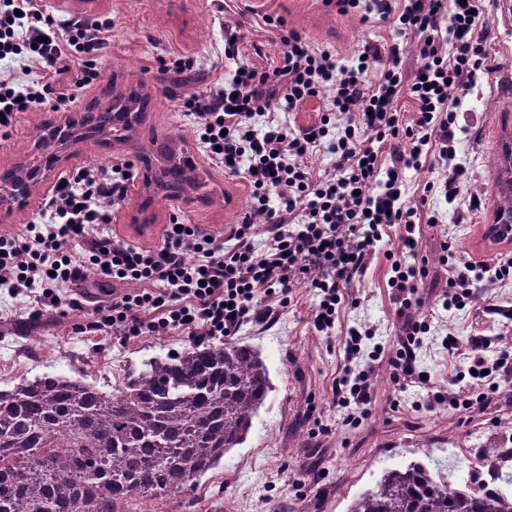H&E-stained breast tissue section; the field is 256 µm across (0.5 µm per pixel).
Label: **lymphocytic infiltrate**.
<instances>
[{
  "instance_id": "f902f5d3",
  "label": "lymphocytic infiltrate",
  "mask_w": 512,
  "mask_h": 512,
  "mask_svg": "<svg viewBox=\"0 0 512 512\" xmlns=\"http://www.w3.org/2000/svg\"><path fill=\"white\" fill-rule=\"evenodd\" d=\"M476 0H336L339 11L358 9L387 20L397 15L402 28L417 36L421 60L405 80L399 44L365 47L355 67L338 65L335 55L296 31L283 36L285 50L273 74L244 66L228 83L184 96L181 107L198 123V142L209 160L244 178L252 203L226 235L201 232L196 225L168 224L164 243L141 249L99 233L111 223L133 178L129 164L88 165L61 178L43 204L45 224H28L0 237V287L16 296L55 305L59 291L93 266L105 281L132 290L99 302L88 331H113L125 338L181 332L197 341L236 335L244 324L275 320L269 297L290 300L296 283L313 289V324L329 332L344 292L367 269L384 228L402 225L401 251L387 281L398 306L401 337L388 359L399 388L421 383L417 353L430 330L427 318L412 310L417 281L427 274L415 263L418 207L406 197V173L421 166L424 151L451 159L456 142L454 106L461 94L493 71L484 45L485 22ZM110 25L76 16L46 14L36 0H0V60L23 58L42 70L24 83L0 77V129L11 128L20 113L49 102L54 81L80 70L84 82L95 73L90 57L109 43ZM449 39H441L440 30ZM376 70L373 88L363 75ZM329 90L325 111L314 124L292 129L281 114ZM410 93L418 110L403 125L396 102ZM327 149L334 162L312 177L308 159ZM512 277V258L494 265L454 262L448 266L445 309L465 305L482 283ZM470 367L482 372L488 389L512 373V344L485 336L468 342ZM336 404L363 409L372 400L370 370L344 371L335 382Z\"/></svg>"
}]
</instances>
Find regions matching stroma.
Returning <instances> with one entry per match:
<instances>
[{
  "label": "stroma",
  "mask_w": 512,
  "mask_h": 512,
  "mask_svg": "<svg viewBox=\"0 0 512 512\" xmlns=\"http://www.w3.org/2000/svg\"><path fill=\"white\" fill-rule=\"evenodd\" d=\"M480 5L487 24L486 49L496 70L456 108L459 124L469 131L458 136L455 162L466 168L468 180L451 199L441 187L448 174L442 161L431 159L421 170L406 173L408 193L420 201L419 251L430 269L418 291L417 310L431 322L418 365L441 387L453 383L470 364L467 350L448 353L446 336L463 342L474 336L512 337V325L500 315L512 310V278L487 283L465 308L448 311L442 306L448 279L440 263L442 244H449L459 259L475 263L492 264L512 254V241L488 247L482 240L483 225L495 220L502 146L512 133V0H480ZM85 14L111 23L110 44L94 61L96 79L78 88L56 84L66 101L21 113L10 134L0 135V161L32 163V130L58 120L61 113L85 111L107 82L139 87L147 106L128 140L107 143L93 136L64 152L50 177L0 221V236L43 222L41 203L66 173L89 163L107 167L118 158L132 162L137 176L124 203L112 213L109 229L114 238L136 247H158L173 216L201 231L225 234L248 210L251 190L244 179L225 174L200 152L197 123L183 114L179 102L216 80H232L239 64L273 70L284 50L282 30L265 26L263 15L282 18L286 29L330 49L348 67L356 65L365 46L393 43L404 46L406 77H413L419 66L410 32L390 20L366 21L359 13L339 12L328 0H93ZM233 26L243 38L238 61L224 56L225 31ZM185 58L195 60V69L175 73V62ZM179 132L185 139L177 152L195 167L201 186L163 206L152 200L155 187L146 181L148 165L138 147L167 146L169 136ZM476 191L481 204L473 208L469 195ZM396 250V237L378 242L366 274L356 279L342 302L331 335L312 326L316 298L302 286L290 304L281 306L278 320L249 323L236 334L237 342L259 350L271 389L246 441L199 478L190 493L195 501L190 512H347L352 499L373 487L385 470L447 455L453 458L451 482L489 486L494 468L484 458L485 447L512 448V375L499 379L497 391L487 394L486 406L472 408L466 421L430 408V390L416 386L398 391L384 361L372 374L373 400L358 422L345 423L346 412L336 405L332 387L343 370H361L372 351L392 350L397 342L399 323L387 286L388 257ZM76 293L82 307L61 300L43 308L39 325L29 327L24 320L33 304L0 288L1 389L54 372L112 392L122 389L128 366L191 344L181 333L128 341L82 332L96 300L106 296L94 269H87ZM355 328L370 329L372 335L349 359L341 342Z\"/></svg>",
  "instance_id": "1"
}]
</instances>
